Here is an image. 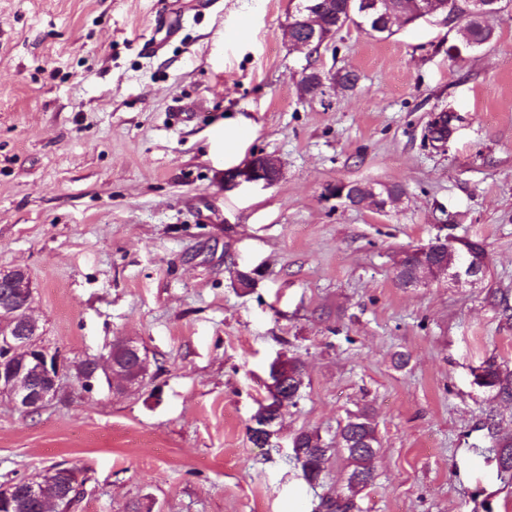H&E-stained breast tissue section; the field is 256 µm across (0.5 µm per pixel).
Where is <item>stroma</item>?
Wrapping results in <instances>:
<instances>
[{
    "mask_svg": "<svg viewBox=\"0 0 512 512\" xmlns=\"http://www.w3.org/2000/svg\"><path fill=\"white\" fill-rule=\"evenodd\" d=\"M166 5L179 31L148 53ZM293 8L0 0V270L27 272L63 364L42 410L0 399V484L64 463L85 479L71 512H319L347 461L309 485L290 438L335 439L365 407L380 447L352 512H512L496 445L512 401L472 375L512 369V0L455 61L461 25L441 14L388 38L349 25L315 50L290 45ZM312 67L359 81L300 97ZM179 105L192 120L172 123ZM443 109L459 122L439 151L423 133ZM256 155L280 180L225 187ZM339 182L405 196L351 208ZM439 234L481 242L485 277L401 287L393 256ZM118 336L148 352L142 387L85 392L73 363ZM284 354L306 388L262 447L251 417Z\"/></svg>",
    "mask_w": 512,
    "mask_h": 512,
    "instance_id": "35a3bbf8",
    "label": "stroma"
}]
</instances>
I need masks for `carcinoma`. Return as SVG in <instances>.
I'll use <instances>...</instances> for the list:
<instances>
[{"instance_id": "1", "label": "carcinoma", "mask_w": 512, "mask_h": 512, "mask_svg": "<svg viewBox=\"0 0 512 512\" xmlns=\"http://www.w3.org/2000/svg\"><path fill=\"white\" fill-rule=\"evenodd\" d=\"M324 9L325 27L322 34L333 38L343 27L354 24L371 36L388 38L395 34L401 24L411 21L421 0H384L376 19L366 20L356 9L357 0H316ZM448 16L463 22V43L467 51H475L488 44L494 37L493 29L484 24L485 15L468 4V0H447ZM297 90L303 97H315L323 93L315 70L301 77ZM113 360L130 378L138 377L137 357L118 338L113 341ZM277 372L286 383L288 404L296 405L301 398L305 384L303 363L292 357L278 360ZM478 386L495 393V396L512 400V370L488 361L475 374ZM498 465L501 473L512 482V436L498 439ZM293 459L300 465L303 478L311 485L322 480L324 465L336 452L346 455L350 465L344 490L328 497L324 506L328 512H350L353 498L373 480V461L379 448L376 426L370 413L360 411L347 417L346 423L332 444L310 431H299L291 440ZM0 512H40L39 504L27 498L23 488L17 489V496L11 507Z\"/></svg>"}]
</instances>
